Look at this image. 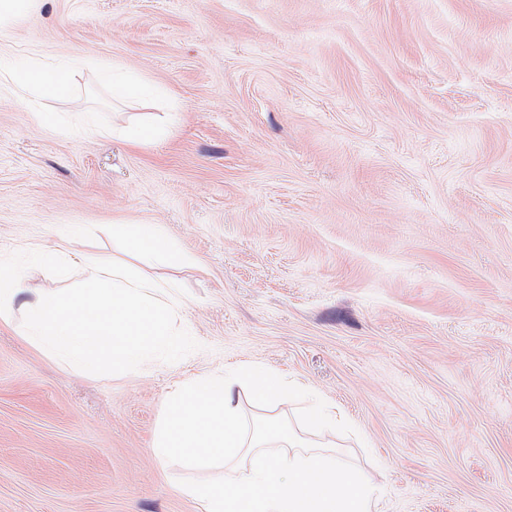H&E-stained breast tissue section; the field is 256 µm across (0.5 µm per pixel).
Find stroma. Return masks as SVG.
I'll return each mask as SVG.
<instances>
[{"mask_svg": "<svg viewBox=\"0 0 512 512\" xmlns=\"http://www.w3.org/2000/svg\"><path fill=\"white\" fill-rule=\"evenodd\" d=\"M73 55L170 91L163 141L97 69L0 97V263L79 229L155 224L190 255L183 345L76 374L0 321V512H202L153 455L175 383L254 363L353 433L377 512H512V0H42L0 66ZM55 114L57 125L36 112ZM105 132H75L79 113ZM175 124L174 115L171 112H163L162 116L130 131H116L112 129V136L127 140L133 144H141L145 141H161L168 138Z\"/></svg>", "mask_w": 512, "mask_h": 512, "instance_id": "stroma-1", "label": "stroma"}]
</instances>
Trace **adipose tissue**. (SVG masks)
Returning <instances> with one entry per match:
<instances>
[{
  "mask_svg": "<svg viewBox=\"0 0 512 512\" xmlns=\"http://www.w3.org/2000/svg\"><path fill=\"white\" fill-rule=\"evenodd\" d=\"M90 65L86 58L70 59L61 68L35 60L17 81L33 97L63 98L74 75ZM99 72L111 79L112 96L121 102L151 108L163 95L148 79L121 65L103 66ZM110 232L113 241L131 251L174 255L153 225L119 222L111 224ZM16 250L57 276L76 266L82 269L75 287L58 290L31 287L22 273L0 267V320L18 322L24 336L70 370L138 371L159 351L175 346L183 303L173 285L150 279L133 263L97 259L86 251L77 230L58 232L51 240L23 241Z\"/></svg>",
  "mask_w": 512,
  "mask_h": 512,
  "instance_id": "obj_1",
  "label": "adipose tissue"
}]
</instances>
